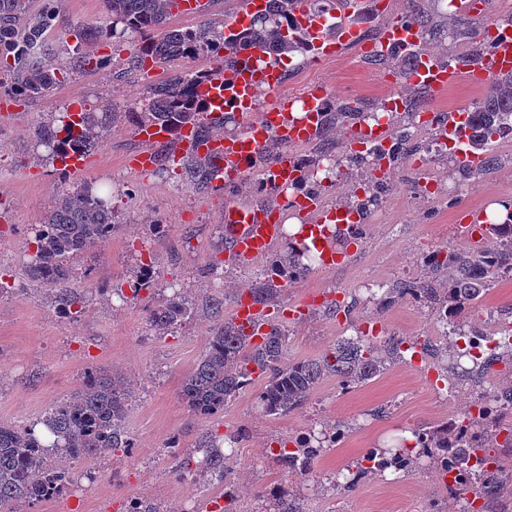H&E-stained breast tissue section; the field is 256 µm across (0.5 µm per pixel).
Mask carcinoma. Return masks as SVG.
I'll return each mask as SVG.
<instances>
[{"instance_id":"cac0c4a2","label":"carcinoma","mask_w":512,"mask_h":512,"mask_svg":"<svg viewBox=\"0 0 512 512\" xmlns=\"http://www.w3.org/2000/svg\"><path fill=\"white\" fill-rule=\"evenodd\" d=\"M181 0H104L112 21L82 25L80 40L94 44L104 39H123L134 34L130 54L138 64L146 60L168 64L179 58L219 56L239 44H251L264 52L280 56L301 49L305 36L294 24L293 11L298 0H270L266 12L253 17L250 26L237 36L224 35V23L207 21L195 29L168 27L173 11ZM29 12V0H0V21L20 19ZM59 16L58 7L49 5L26 32V43L39 38ZM64 58L48 64L31 52L24 55L23 74L15 90L27 97L46 94L64 72ZM203 72L174 74L153 91V98L143 112H130L133 122H154L176 128L194 123L203 112L197 87ZM106 124L92 112L80 113V121H61L54 126L37 127L34 137L49 148L52 157H64L70 151L86 152L100 143ZM469 147L484 154L491 151L492 139L512 135V74L497 75L485 95L470 112ZM417 148V142L405 134L398 123L393 130L390 162ZM112 235V204L86 186L65 189L56 197L51 209L36 226L34 254L27 265L28 279L56 291L58 312L72 313L74 294L68 288L70 263L90 247ZM490 244L480 253L438 250L425 263L429 279L410 281L400 288L386 291L379 304L389 307L403 296L425 299L437 305L452 324L464 311L477 305L496 282L512 279V212L497 223L489 224ZM307 247L291 249L288 254V277L308 273L303 258ZM191 307L181 296L163 300L150 309L149 323L156 331L168 330L189 316ZM257 345L236 328L235 324L213 329L208 347L196 367L182 380L180 399L192 415L208 418L224 412V405L235 398L257 376L263 380L258 402L270 416L283 415L306 402L319 382L333 375L344 384L365 383L383 373L400 358L401 341L392 339L376 348L354 340L341 341L318 362L286 361L287 336L273 326L261 335ZM502 398L495 400L487 419L476 426L478 438L470 439L446 423L421 434L419 443L432 452L448 457L453 452L466 458L479 455L487 446L492 430L512 433V385L501 388ZM131 387L122 373L111 368H90L82 377L79 391L60 401L47 414L29 426L0 422V506L8 512L60 496L72 482L74 464L106 450L132 447L123 421ZM341 437V429L328 427L316 434L291 439L297 445L283 449L276 463L288 473H306L313 462ZM203 459L190 467L179 442H169V454L175 461L174 472L181 480L194 481L206 474L224 481L231 471L220 440L205 442ZM391 457L392 473L410 474L414 457L399 449L394 452L373 448L369 454ZM512 481V469L498 463L492 471L475 470L468 479L456 484L450 493L464 495L476 487L499 491Z\"/></svg>"}]
</instances>
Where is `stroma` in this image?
Returning a JSON list of instances; mask_svg holds the SVG:
<instances>
[{
  "instance_id": "35a3bbf8",
  "label": "stroma",
  "mask_w": 512,
  "mask_h": 512,
  "mask_svg": "<svg viewBox=\"0 0 512 512\" xmlns=\"http://www.w3.org/2000/svg\"><path fill=\"white\" fill-rule=\"evenodd\" d=\"M199 3L194 12H174L171 26L185 30L207 20L224 21L241 6L240 0ZM423 7L428 26L453 32L435 43L436 53L459 64L480 51L472 33L503 25L512 16V0H493L489 11L479 13L453 10L441 0H424ZM59 9L61 19L43 32L38 51L52 61L78 49L101 59V66L69 70L45 96L18 100L8 97L7 90L20 79L22 64L15 46L0 43V108L14 112L11 120L0 123V281L10 287L0 294V422H34L79 388L86 367L112 366L134 385L124 422L134 447L80 462L74 493L43 501L31 512H122L132 496L157 504L160 512H184L192 501L199 512H223L228 505L235 512H272L273 490L294 500L299 512H430L436 501L443 512H462L464 504L449 494L445 477L424 464L396 484L366 477L347 492L334 489L333 483L337 471L355 465L369 449L453 419L512 376L498 364L477 385H449L440 354L448 339L441 334L442 317L435 306L407 297L384 309L377 295L360 289L364 283L389 289L424 278L426 254L470 248L469 238L457 230L463 209L512 199L507 139H497L493 147L492 173L465 178L461 199L453 201L414 193L419 155L409 153L392 166L384 183L388 223L366 222L362 238L348 246V259L334 269L272 280L266 269L271 258L286 254L285 240H278L268 257L250 264L227 259L224 191L201 182L193 159L145 176L125 164L140 147L127 111L148 103L170 70L194 73L214 66V59L186 57L169 69L150 62L132 68L127 42L81 45L70 30L74 24L105 20L103 0H60ZM283 59L290 64L284 88L297 97L327 83L335 102L359 100L374 106L382 89L397 81L407 101H424L441 114L471 104L473 98L471 83H456L435 96L403 83L405 71L396 61L368 63L350 49L332 59L310 51H293ZM76 105L101 118L117 113L118 119L108 124L93 152V168L65 181L60 163L36 149L32 132L57 122ZM350 131V122H341L296 152L309 160L323 151L343 158L342 179L317 186L330 207L357 194L368 176L366 166L346 159ZM67 184L111 192L113 227L107 243L74 261L69 286L77 298L76 312L64 317L56 312L50 293L29 281L25 263L35 225ZM143 265L152 267L154 282L150 294L136 295L127 284ZM266 287L272 290L267 302L272 310L311 294L323 298L321 306L302 318L279 321L287 336L288 360L318 361L338 340L366 334L377 346L391 337L405 340L403 359L361 385L345 387L336 377L325 378L301 407L284 415L264 413L253 385L222 414L192 416L179 399L184 376L205 353L213 328L232 320L238 296ZM174 294L188 298L193 313L167 333H158L148 322L149 299ZM459 321L467 333L484 334L493 325L512 328V280L496 283ZM334 424L344 430L341 441L309 473L284 474L274 448ZM241 430L246 438L233 446L225 482L194 485L175 477L170 439H178L190 454L209 436ZM88 472L97 476L89 494L84 491Z\"/></svg>"
}]
</instances>
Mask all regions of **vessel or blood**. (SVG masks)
<instances>
[{
	"label": "vessel or blood",
	"instance_id": "vessel-or-blood-1",
	"mask_svg": "<svg viewBox=\"0 0 512 512\" xmlns=\"http://www.w3.org/2000/svg\"><path fill=\"white\" fill-rule=\"evenodd\" d=\"M362 0H349L343 19L335 33H328L320 17L312 13L308 0H298L295 20L317 54L335 55L342 46L367 52L354 17L361 10ZM268 6V0H242L241 9L226 22L225 33L246 29L252 18ZM380 45L390 53H398L419 43L418 28L407 20L390 18L384 21L377 36ZM512 73V34L490 41L488 52L479 67L462 69L453 61L419 51L409 83L435 94H443L449 85L464 80L486 85L494 76ZM284 74L279 62L271 60L255 46L238 47L229 66H214L199 88L204 104L203 116L209 124L222 122L225 114H233L240 129L232 135L213 133L201 135L195 125L187 124L173 130L153 123L136 128L141 144L139 153L130 160L138 173L154 168L161 158L160 147L170 150L171 160L189 153H199L216 169L215 182L224 188V236L227 255L236 263L249 264L265 256L280 238L281 226L288 213L298 211L304 216L302 241L320 253L325 268H335L341 254L329 241L328 227L363 223L362 214L345 206L325 208L319 195L303 192L282 197L274 208L255 207L239 202L235 192L244 175L261 160L262 151L277 143L279 152L265 160L269 184L282 188L300 182L303 169L297 161L296 148L309 143L323 125L324 115L332 100L329 86L321 84L295 97L283 89ZM468 110L443 117L430 114L432 130L443 139L458 145L460 161L469 163L473 157L464 148L469 135ZM264 315L252 300H244L236 308L235 322L246 336L264 333Z\"/></svg>",
	"mask_w": 512,
	"mask_h": 512
}]
</instances>
